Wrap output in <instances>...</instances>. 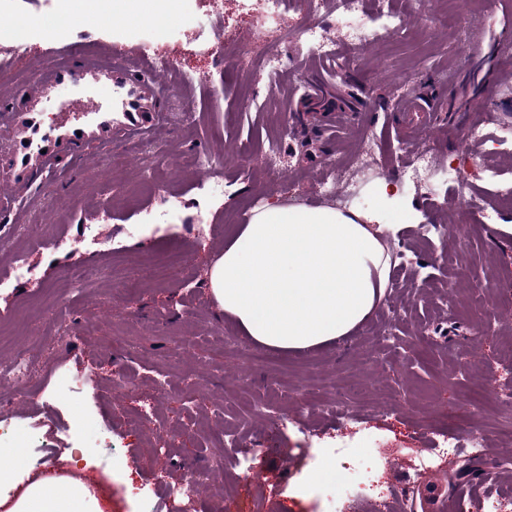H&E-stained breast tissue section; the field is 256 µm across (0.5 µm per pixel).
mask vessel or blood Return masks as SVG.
<instances>
[{
    "mask_svg": "<svg viewBox=\"0 0 512 512\" xmlns=\"http://www.w3.org/2000/svg\"><path fill=\"white\" fill-rule=\"evenodd\" d=\"M68 63L36 71L12 109L0 116V209L25 204L61 174V162H91L125 141L154 136L167 123L162 76L166 63L68 50ZM112 93L99 98L100 88ZM57 108V122L43 114Z\"/></svg>",
    "mask_w": 512,
    "mask_h": 512,
    "instance_id": "vessel-or-blood-1",
    "label": "vessel or blood"
}]
</instances>
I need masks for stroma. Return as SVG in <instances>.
<instances>
[{
    "label": "stroma",
    "instance_id": "stroma-1",
    "mask_svg": "<svg viewBox=\"0 0 512 512\" xmlns=\"http://www.w3.org/2000/svg\"><path fill=\"white\" fill-rule=\"evenodd\" d=\"M60 0H0V22H26L22 43L0 41V64L14 93L31 76L29 64H56L47 44L88 51L118 46L129 54L150 47L172 59L173 81L192 93H171L172 122L155 138L119 147L72 173L27 206L26 221L0 232V354L25 352L38 374L0 386V406L14 425L0 431V448L17 450V481L39 472V458L58 448L77 461L75 471L108 512H140L153 492L167 512L169 491H188L191 512H329L325 486L356 449L372 440L395 463L365 491L351 512H390L382 493L391 482L410 491L422 456L454 432L464 441L483 436L490 452L460 456L438 469L455 492L469 491L492 471L512 512V303L504 291L475 289L476 280L512 272V207L495 205L486 168L512 179V145L471 144L470 111L484 101L497 123L512 125V64L493 52L500 31L512 30V11L497 0H473L458 11L416 5L396 40L350 44L333 6L284 11L267 40L287 61L267 73L262 50L224 54L217 30L234 32L248 17L241 0H177L166 33L148 17L108 27L89 19L73 0L79 27L47 36L43 19ZM328 25L336 53L327 56L283 32ZM487 59L482 76L454 71L467 55ZM412 95L429 103L437 121L426 142L439 162L465 154L464 188L456 203L432 199L426 189L383 196L416 149L415 132L396 107ZM346 113L330 130L327 116ZM387 164L382 180L361 185L370 212L385 224L392 253L391 286L371 319L346 340L307 353L258 347L225 319L208 288V270L257 204L335 206L325 182L333 163L364 135ZM278 139L285 183L265 171L267 142ZM222 149L220 192L186 169V153ZM168 167L169 185L141 196L140 180L155 163ZM497 209L502 231L483 222ZM496 222V223H497ZM100 227L98 244L86 226ZM140 225L129 235L128 225ZM31 279L17 278L7 260L26 242ZM182 253L167 283L132 272L136 253ZM453 252V263L442 260ZM69 304L66 340H47L43 308ZM237 343L225 347L224 337ZM131 378L126 396L113 389ZM238 431L246 453L227 472L213 443ZM208 475L191 488L187 462Z\"/></svg>",
    "mask_w": 512,
    "mask_h": 512
}]
</instances>
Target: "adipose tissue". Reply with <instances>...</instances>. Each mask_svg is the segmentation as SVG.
Segmentation results:
<instances>
[{"mask_svg":"<svg viewBox=\"0 0 512 512\" xmlns=\"http://www.w3.org/2000/svg\"><path fill=\"white\" fill-rule=\"evenodd\" d=\"M390 227L373 214L269 204L253 211L209 271L225 318L255 344L304 353L354 335L386 295ZM0 466V512H102L82 477L36 475L21 488Z\"/></svg>","mask_w":512,"mask_h":512,"instance_id":"adipose-tissue-1","label":"adipose tissue"}]
</instances>
